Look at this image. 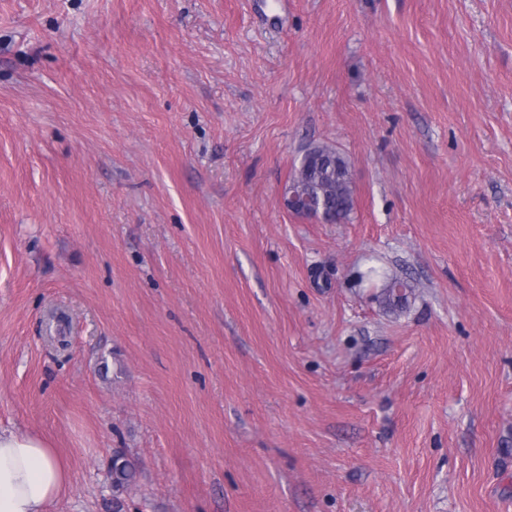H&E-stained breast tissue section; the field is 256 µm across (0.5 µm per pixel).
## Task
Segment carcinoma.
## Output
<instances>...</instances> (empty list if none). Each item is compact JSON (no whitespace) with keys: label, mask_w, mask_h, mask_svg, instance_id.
Wrapping results in <instances>:
<instances>
[{"label":"carcinoma","mask_w":512,"mask_h":512,"mask_svg":"<svg viewBox=\"0 0 512 512\" xmlns=\"http://www.w3.org/2000/svg\"><path fill=\"white\" fill-rule=\"evenodd\" d=\"M292 179L311 189L324 200L323 220L340 224L347 220L354 206L349 166L334 147L319 144L309 148L295 168ZM112 488L115 491L135 482L136 469L122 455L112 458Z\"/></svg>","instance_id":"1"}]
</instances>
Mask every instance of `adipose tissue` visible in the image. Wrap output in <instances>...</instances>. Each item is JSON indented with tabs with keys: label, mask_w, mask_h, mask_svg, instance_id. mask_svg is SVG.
<instances>
[{
	"label": "adipose tissue",
	"mask_w": 512,
	"mask_h": 512,
	"mask_svg": "<svg viewBox=\"0 0 512 512\" xmlns=\"http://www.w3.org/2000/svg\"><path fill=\"white\" fill-rule=\"evenodd\" d=\"M69 484L66 463L43 439L0 429V512H44Z\"/></svg>",
	"instance_id": "1"
}]
</instances>
